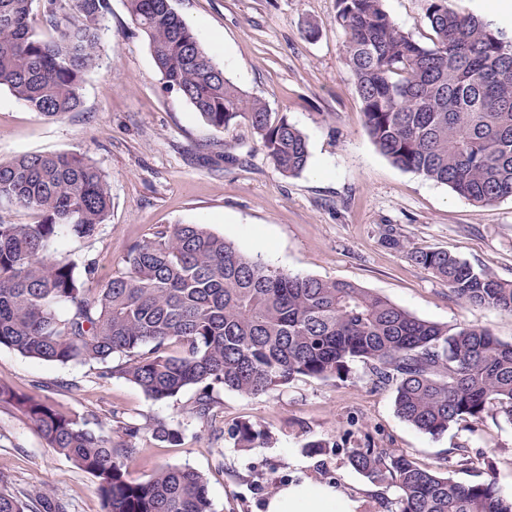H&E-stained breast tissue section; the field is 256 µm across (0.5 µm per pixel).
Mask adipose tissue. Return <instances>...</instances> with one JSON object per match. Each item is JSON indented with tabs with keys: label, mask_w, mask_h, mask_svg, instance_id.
I'll return each mask as SVG.
<instances>
[{
	"label": "adipose tissue",
	"mask_w": 512,
	"mask_h": 512,
	"mask_svg": "<svg viewBox=\"0 0 512 512\" xmlns=\"http://www.w3.org/2000/svg\"><path fill=\"white\" fill-rule=\"evenodd\" d=\"M264 512H355L353 501L327 485L291 483L278 489L264 505Z\"/></svg>",
	"instance_id": "obj_1"
}]
</instances>
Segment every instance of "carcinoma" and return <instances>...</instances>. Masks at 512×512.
Listing matches in <instances>:
<instances>
[{
	"label": "carcinoma",
	"mask_w": 512,
	"mask_h": 512,
	"mask_svg": "<svg viewBox=\"0 0 512 512\" xmlns=\"http://www.w3.org/2000/svg\"><path fill=\"white\" fill-rule=\"evenodd\" d=\"M126 2L167 88L217 131L248 124L280 174L306 169L304 132L230 78H218L224 68L170 0ZM336 4L343 59L379 152L476 206L512 199V38L457 12L450 0H423L429 45L394 23L384 0ZM108 11V0H0V89L48 120L79 111ZM34 14L46 33L31 26ZM2 201L38 220L0 218V347L46 362L101 363V377L117 372L156 401L194 387L191 413L203 422L215 417L217 386L268 394L298 378H347L355 362L395 386L398 416L426 434L479 421L494 404L512 420V343L485 327L420 319L351 282L289 273L200 224L156 230L104 285L85 287L94 263L84 261L80 271L50 252L61 236L94 241L109 221L108 176L83 154L0 162ZM413 259L457 300L512 315V281L446 251H417ZM115 354L127 357L117 369L108 365ZM0 406L21 412L48 447L93 476L105 512H211L201 473L167 466L136 480L123 459L138 449L112 447L48 398L0 385ZM150 431L161 443L181 441L164 420ZM230 436L244 448L265 440L248 421ZM348 458L369 480L395 484V512H512V497L494 480L464 484L446 474L466 465L464 456L425 467L404 450L368 442ZM0 512H67V505L46 493L19 496L0 477Z\"/></svg>",
	"instance_id": "obj_1"
}]
</instances>
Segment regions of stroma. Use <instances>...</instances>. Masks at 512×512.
<instances>
[{"label":"stroma","mask_w":512,"mask_h":512,"mask_svg":"<svg viewBox=\"0 0 512 512\" xmlns=\"http://www.w3.org/2000/svg\"><path fill=\"white\" fill-rule=\"evenodd\" d=\"M109 3L101 66L85 77L80 111L49 121L0 90V160L81 153L109 177L111 217L94 244L63 237L52 244L54 253L94 259L100 284L123 267L132 245L160 227L203 224L272 266L348 281L421 319L451 328L480 325L512 343V315L459 302L410 256L445 250L512 281V199L475 206L446 185L396 168L376 149L343 63L346 36L334 23L336 0H171L216 61L232 57L225 73L235 84L305 132L309 163L294 177L274 168L247 126L217 132L166 89L126 0ZM384 4L400 27L429 42L422 0ZM310 24L317 38H306ZM255 227L265 229L263 242L252 238ZM390 228L403 248L388 244ZM100 372L94 362H45L0 347L1 384L25 392L43 385L58 410L116 444L125 424H137L130 474L145 480L166 465L191 467L207 480L213 512H262L276 489L306 480L347 493L356 512H388L395 484L371 482L347 460L350 448L369 440L430 467L466 455L468 466L449 471L455 481L492 477L502 495L512 496V422L500 407L431 436L397 415L394 385L377 383L360 363L349 379L304 377L262 396L216 388L217 415L208 423L190 413L195 389L155 401L128 380ZM157 419L180 427L179 445L151 436ZM241 421L267 432L264 447H237L228 432ZM312 439L332 447L310 453ZM0 473L15 489L63 498L68 512H104L94 478L48 448L10 407L0 408Z\"/></svg>","instance_id":"1"}]
</instances>
